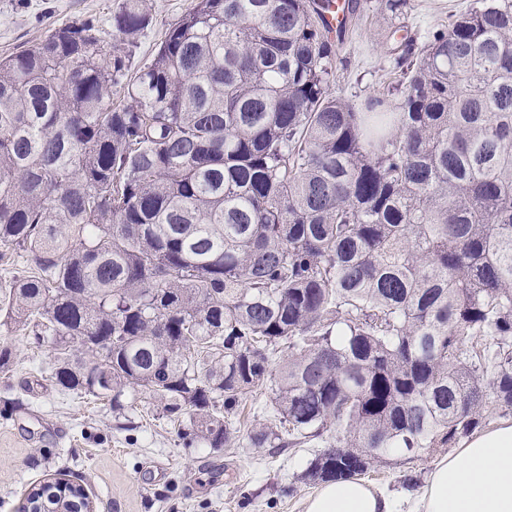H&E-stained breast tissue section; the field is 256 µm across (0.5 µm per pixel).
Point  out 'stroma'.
<instances>
[{
	"instance_id": "35a3bbf8",
	"label": "stroma",
	"mask_w": 512,
	"mask_h": 512,
	"mask_svg": "<svg viewBox=\"0 0 512 512\" xmlns=\"http://www.w3.org/2000/svg\"><path fill=\"white\" fill-rule=\"evenodd\" d=\"M119 0H0V58L39 41L51 25L92 15L109 25ZM152 23L131 58L139 69L192 0H147ZM476 0H410L404 19L425 41L450 15ZM388 23L370 18L351 27L347 60L331 91L355 101L381 89L393 68ZM13 349L0 372V512H17L25 494L54 477L82 484L96 512H304L314 487L302 475L318 442L272 453L239 435L223 448L185 446L177 426L148 396L123 411L91 397L65 395L49 378L50 347L20 331L0 332Z\"/></svg>"
}]
</instances>
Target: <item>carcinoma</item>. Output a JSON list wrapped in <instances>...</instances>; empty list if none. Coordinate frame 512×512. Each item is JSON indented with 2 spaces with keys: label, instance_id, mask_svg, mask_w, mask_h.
<instances>
[{
  "label": "carcinoma",
  "instance_id": "carcinoma-1",
  "mask_svg": "<svg viewBox=\"0 0 512 512\" xmlns=\"http://www.w3.org/2000/svg\"><path fill=\"white\" fill-rule=\"evenodd\" d=\"M325 0H122L0 59V326L55 351L63 392H141L223 448L322 440L312 483L449 448L512 414V0L428 36L409 0L385 90L330 92ZM115 37L112 49L107 35ZM122 94L114 104L112 96ZM32 489L36 512L86 508ZM193 0H148L152 24L140 38L131 58V73L148 63L164 38L166 29L175 23L191 6ZM268 398L259 396L256 400H248L242 411V416L248 419V425L251 427H264L274 423L271 419L270 413L266 409Z\"/></svg>",
  "mask_w": 512,
  "mask_h": 512
}]
</instances>
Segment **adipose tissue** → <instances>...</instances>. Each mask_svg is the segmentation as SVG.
Listing matches in <instances>:
<instances>
[{
  "label": "adipose tissue",
  "instance_id": "adipose-tissue-1",
  "mask_svg": "<svg viewBox=\"0 0 512 512\" xmlns=\"http://www.w3.org/2000/svg\"><path fill=\"white\" fill-rule=\"evenodd\" d=\"M305 512H512V424L476 434L439 458L409 508L349 479L318 486Z\"/></svg>",
  "mask_w": 512,
  "mask_h": 512
}]
</instances>
